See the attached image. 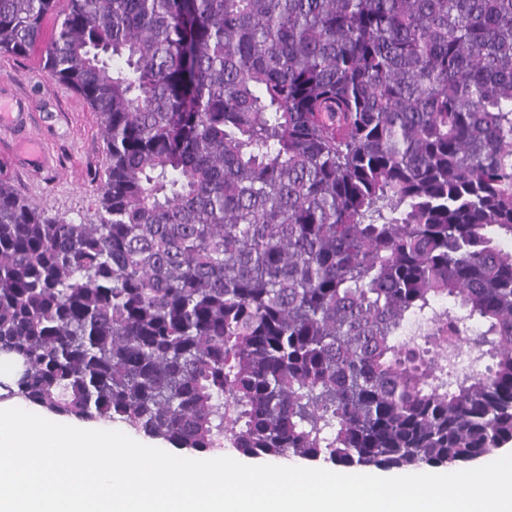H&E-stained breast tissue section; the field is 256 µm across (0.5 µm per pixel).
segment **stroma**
Listing matches in <instances>:
<instances>
[{
    "instance_id": "stroma-1",
    "label": "stroma",
    "mask_w": 512,
    "mask_h": 512,
    "mask_svg": "<svg viewBox=\"0 0 512 512\" xmlns=\"http://www.w3.org/2000/svg\"><path fill=\"white\" fill-rule=\"evenodd\" d=\"M0 96L26 115L20 124L0 125V179L48 212L92 218L106 178L97 113L51 79L36 51L0 53ZM30 136L38 140V155L19 147Z\"/></svg>"
}]
</instances>
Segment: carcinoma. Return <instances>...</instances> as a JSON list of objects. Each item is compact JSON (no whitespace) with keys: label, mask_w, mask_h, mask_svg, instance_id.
<instances>
[{"label":"carcinoma","mask_w":512,"mask_h":512,"mask_svg":"<svg viewBox=\"0 0 512 512\" xmlns=\"http://www.w3.org/2000/svg\"><path fill=\"white\" fill-rule=\"evenodd\" d=\"M51 16L107 179L78 223L0 180V396L383 470L512 441V0H0V52ZM474 318L497 361L448 381ZM450 310L458 315H464L466 312L461 310L458 305L450 299H439L433 303V311L428 310L426 316L422 319L421 317H412L408 319L402 329L400 330V336L398 341L406 344L410 348L421 350L427 348L424 344L425 337L430 334L434 325L428 318L442 314L445 310Z\"/></svg>","instance_id":"carcinoma-1"}]
</instances>
